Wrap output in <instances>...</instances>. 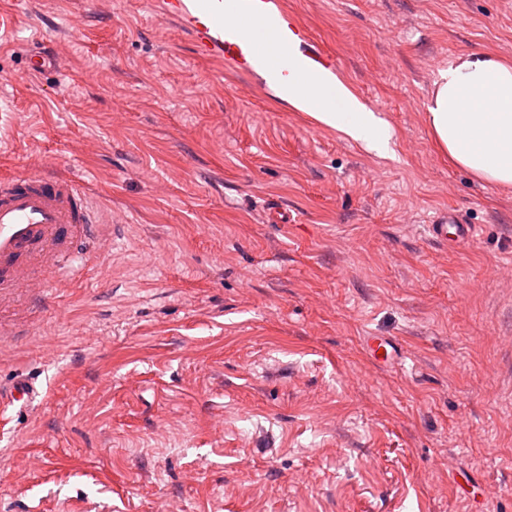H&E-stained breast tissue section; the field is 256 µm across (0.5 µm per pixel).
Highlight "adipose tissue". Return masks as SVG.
<instances>
[{
    "label": "adipose tissue",
    "mask_w": 512,
    "mask_h": 512,
    "mask_svg": "<svg viewBox=\"0 0 512 512\" xmlns=\"http://www.w3.org/2000/svg\"><path fill=\"white\" fill-rule=\"evenodd\" d=\"M322 124L383 149L388 132L339 82L311 83L300 75L289 94ZM440 146L478 179L512 187V65L482 53L442 69L427 107Z\"/></svg>",
    "instance_id": "1"
}]
</instances>
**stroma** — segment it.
Masks as SVG:
<instances>
[{"instance_id":"1","label":"stroma","mask_w":512,"mask_h":512,"mask_svg":"<svg viewBox=\"0 0 512 512\" xmlns=\"http://www.w3.org/2000/svg\"><path fill=\"white\" fill-rule=\"evenodd\" d=\"M284 2L384 150L157 0H0V176H82L115 227L0 307V391L37 389L0 417V512H512V188L427 120L439 70L512 63V0ZM450 208L475 240L430 237Z\"/></svg>"}]
</instances>
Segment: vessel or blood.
<instances>
[{"label": "vessel or blood", "mask_w": 512, "mask_h": 512, "mask_svg": "<svg viewBox=\"0 0 512 512\" xmlns=\"http://www.w3.org/2000/svg\"><path fill=\"white\" fill-rule=\"evenodd\" d=\"M163 15L189 29L202 55L217 57L235 72L253 75L270 58L279 64L274 82L290 89L293 74L304 68L314 77L335 75L336 58L312 45L311 33L282 0H160ZM274 34L268 47L253 38L254 27ZM437 239L456 235L470 240L472 224L456 215L428 226ZM107 236L79 178L48 176L0 180V300L39 301L51 282L65 281L82 260L84 244Z\"/></svg>", "instance_id": "1"}]
</instances>
